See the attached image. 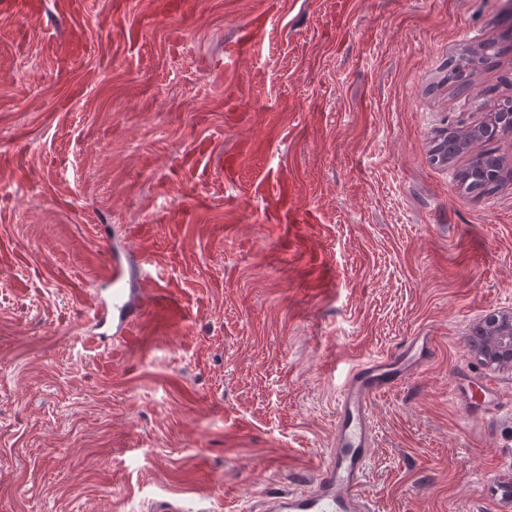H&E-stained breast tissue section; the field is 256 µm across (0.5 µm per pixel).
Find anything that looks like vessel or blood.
I'll return each instance as SVG.
<instances>
[{
  "mask_svg": "<svg viewBox=\"0 0 512 512\" xmlns=\"http://www.w3.org/2000/svg\"><path fill=\"white\" fill-rule=\"evenodd\" d=\"M200 0H160L159 11L180 24L192 22ZM53 14L52 37L47 45L53 51L56 82L62 90L60 106H67L84 89L86 79L78 62L92 55L101 69L112 65L111 53L87 39L92 17L86 0H0V22ZM270 16L263 0H258L249 18L241 23L236 42L238 51L253 48L259 32ZM255 160L253 152L240 150L219 162L228 183H236ZM76 251L91 255L90 277L78 271L53 267L54 277L77 297H84L88 279L119 283L123 278L120 265L112 260L110 235L98 227L94 242H77ZM97 330L89 334L92 342L110 341L131 348L139 334L145 312L169 322H181L187 309L182 292L168 281L148 279L139 304L127 302L121 292L99 298L92 306ZM431 354V341L414 336L386 355L366 359L352 369L345 379L336 408V446L313 479L311 490L296 494L276 492L266 496L262 512H371L361 486L372 455L373 432L369 421V403L379 391L400 381L411 379Z\"/></svg>",
  "mask_w": 512,
  "mask_h": 512,
  "instance_id": "obj_1",
  "label": "vessel or blood"
}]
</instances>
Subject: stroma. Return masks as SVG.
Wrapping results in <instances>:
<instances>
[{"instance_id": "stroma-1", "label": "stroma", "mask_w": 512, "mask_h": 512, "mask_svg": "<svg viewBox=\"0 0 512 512\" xmlns=\"http://www.w3.org/2000/svg\"><path fill=\"white\" fill-rule=\"evenodd\" d=\"M125 0L141 48L91 72L58 105L45 19L0 68V152L27 166L0 193V512H146L158 494L189 512H250L305 490L332 446L342 367L427 336L409 382L373 397L362 491L374 512H512V369L484 366L469 330L512 309V181L465 193L463 154L431 160L442 130L512 99V18L499 0H275L249 53L223 66L254 0H203L187 26ZM496 38L494 65L458 97L439 79L468 44ZM280 107L287 135L236 186L189 189L197 143L216 168L249 137L226 112ZM292 183L293 224H270ZM198 220L169 240L153 221L193 196ZM106 224L124 294L151 274L188 298L190 319L148 352L84 344L87 307L49 279L74 239ZM195 258L173 265L168 247ZM490 384L469 419L460 396Z\"/></svg>"}]
</instances>
